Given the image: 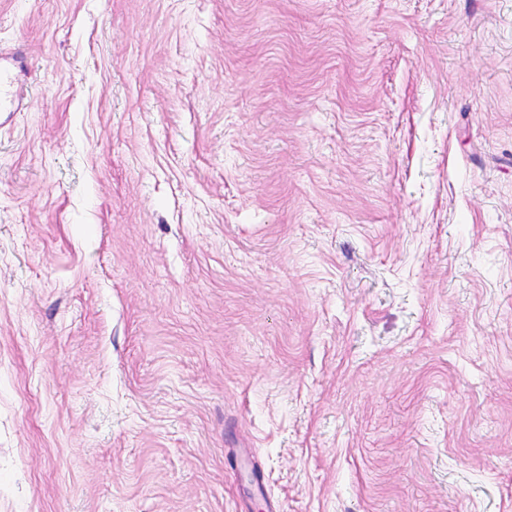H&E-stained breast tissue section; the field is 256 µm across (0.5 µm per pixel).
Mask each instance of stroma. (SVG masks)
I'll return each mask as SVG.
<instances>
[{"label":"stroma","mask_w":512,"mask_h":512,"mask_svg":"<svg viewBox=\"0 0 512 512\" xmlns=\"http://www.w3.org/2000/svg\"><path fill=\"white\" fill-rule=\"evenodd\" d=\"M0 512H512V0H0Z\"/></svg>","instance_id":"1"}]
</instances>
